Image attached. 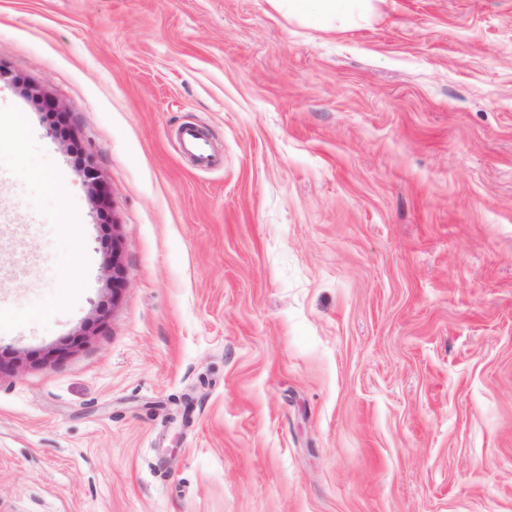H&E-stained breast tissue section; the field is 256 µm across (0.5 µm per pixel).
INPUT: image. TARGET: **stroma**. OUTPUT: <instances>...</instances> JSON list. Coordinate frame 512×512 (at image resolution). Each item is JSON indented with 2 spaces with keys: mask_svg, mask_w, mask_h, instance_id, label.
I'll list each match as a JSON object with an SVG mask.
<instances>
[{
  "mask_svg": "<svg viewBox=\"0 0 512 512\" xmlns=\"http://www.w3.org/2000/svg\"><path fill=\"white\" fill-rule=\"evenodd\" d=\"M0 512H512V0H0ZM288 6V14L323 28L346 23L363 16L371 0H276ZM184 151L198 166L207 167L213 163V155L207 138L193 125H185L179 132Z\"/></svg>",
  "mask_w": 512,
  "mask_h": 512,
  "instance_id": "obj_1",
  "label": "stroma"
}]
</instances>
